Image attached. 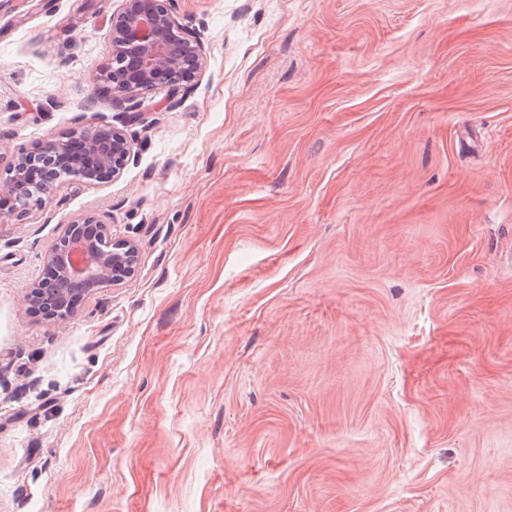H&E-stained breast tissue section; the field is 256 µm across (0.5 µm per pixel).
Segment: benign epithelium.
<instances>
[{
	"label": "benign epithelium",
	"mask_w": 512,
	"mask_h": 512,
	"mask_svg": "<svg viewBox=\"0 0 512 512\" xmlns=\"http://www.w3.org/2000/svg\"><path fill=\"white\" fill-rule=\"evenodd\" d=\"M174 0H121L112 15V44L95 78L112 89V106L138 121L136 97L144 85L169 84L189 88L206 67L199 34L185 28L173 11ZM75 143L52 140L31 151L22 150L0 176V223L19 213L43 207L50 197L44 186L56 180L95 185L121 177L135 161L133 139L103 117L94 125L71 133ZM137 244L118 238L103 216L85 211L74 214L63 234L48 250L52 270L47 280L27 289L25 299L47 320H65L93 288L118 287L138 268Z\"/></svg>",
	"instance_id": "1"
}]
</instances>
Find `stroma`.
Returning a JSON list of instances; mask_svg holds the SVG:
<instances>
[{
  "label": "stroma",
  "mask_w": 512,
  "mask_h": 512,
  "mask_svg": "<svg viewBox=\"0 0 512 512\" xmlns=\"http://www.w3.org/2000/svg\"><path fill=\"white\" fill-rule=\"evenodd\" d=\"M120 0H0V170L136 160L0 223V512H512V0H175L207 67L127 124ZM137 274L48 321L70 217ZM109 133L107 141L98 132ZM77 144L65 140H52L34 150H22L0 173V223L5 224L19 213L43 207L51 191L44 192L47 183L77 180L95 185L121 177L136 159L131 136L120 127L102 117L94 125L78 127L71 133ZM2 198L9 205L1 206Z\"/></svg>",
  "instance_id": "1"
}]
</instances>
